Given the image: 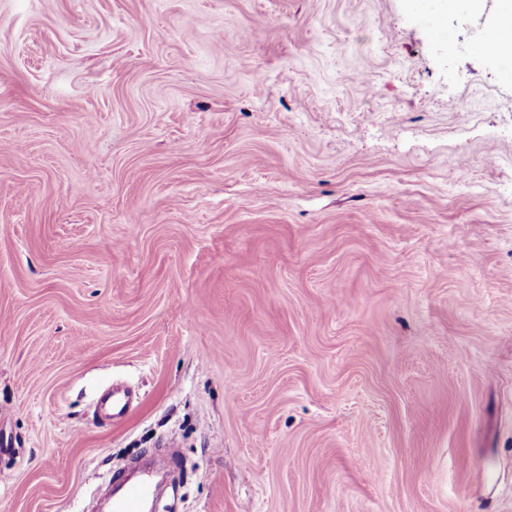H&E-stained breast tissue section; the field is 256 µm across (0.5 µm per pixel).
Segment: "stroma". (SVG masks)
<instances>
[{"mask_svg": "<svg viewBox=\"0 0 512 512\" xmlns=\"http://www.w3.org/2000/svg\"><path fill=\"white\" fill-rule=\"evenodd\" d=\"M495 13L0 0V512H512ZM155 493L149 473L141 472L132 477L112 479V511L144 512Z\"/></svg>", "mask_w": 512, "mask_h": 512, "instance_id": "35a3bbf8", "label": "stroma"}]
</instances>
